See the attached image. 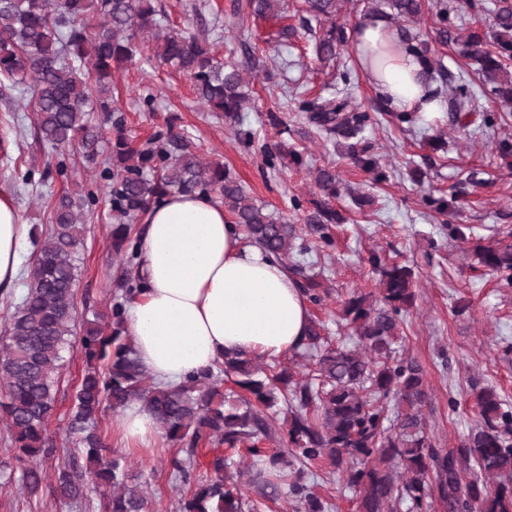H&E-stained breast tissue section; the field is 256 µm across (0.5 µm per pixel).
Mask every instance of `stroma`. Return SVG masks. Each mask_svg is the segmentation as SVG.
I'll return each mask as SVG.
<instances>
[{
	"instance_id": "1",
	"label": "stroma",
	"mask_w": 512,
	"mask_h": 512,
	"mask_svg": "<svg viewBox=\"0 0 512 512\" xmlns=\"http://www.w3.org/2000/svg\"><path fill=\"white\" fill-rule=\"evenodd\" d=\"M236 2L154 0V6L162 23L208 35L225 60L243 69L250 100L242 118L253 132L251 144L240 143L233 126L199 104L184 77L159 61L139 56L113 72L120 110L112 120L120 128L107 130L100 154H110L117 134L140 148L156 131L174 129L191 137L206 160L223 162L257 204L294 224L304 223L320 198L316 169L335 167L341 185L333 205L346 222L332 228L334 244L318 258L328 295L312 306L311 313L325 323L329 336H342L345 330L338 321L344 302L353 291L367 294L378 288V277L368 262L370 253L413 265L418 298L403 318L397 346L426 372L431 400L424 413L433 444L451 447L470 429L480 388L495 387L512 406V362L501 358L502 345L512 344V288L478 263L472 243L448 235L449 225L465 224L478 238L512 236V169L492 151L494 141H512V108L476 86L471 112H456L451 95L444 91L440 94L444 110L438 118L398 123L387 116L358 66L352 45H345L335 65L317 60L297 0H290L281 21L244 24L234 16ZM288 25L294 29L288 40L270 41V34ZM347 85L371 117L365 136L385 181H374V172L355 166L344 142L328 138L299 109L301 101L329 96ZM269 112L281 116L283 133L266 125ZM36 119L28 98L0 88V196L10 199L28 227L22 243V257L27 260L33 252L32 237L48 231L51 205L61 194L76 198L94 194L96 201L86 210L84 272L75 295L77 302L88 300L97 311H104L114 274L108 247L109 199L100 179L78 156L68 159L66 175L21 187L22 175L44 153L31 135ZM279 142L298 152L302 164L287 157L276 169L267 168L265 152ZM429 197L446 199V213L431 210L425 203ZM460 301L470 309L459 316L454 307ZM82 369L75 349H66L49 422L52 453L43 460L44 468L77 453L66 424L72 387ZM452 398L457 408H449ZM113 416L108 410L99 420L106 442L146 481L155 512H177L181 493L170 479V460L177 447L164 439L152 450L125 448L112 433ZM305 480L315 494L333 503V512H355V491L342 474L333 473L328 460L307 466ZM0 512L102 510L98 492H89L86 502L76 506L57 501L45 486L30 498L14 488L0 487Z\"/></svg>"
}]
</instances>
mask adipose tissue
I'll return each mask as SVG.
<instances>
[{
    "mask_svg": "<svg viewBox=\"0 0 512 512\" xmlns=\"http://www.w3.org/2000/svg\"><path fill=\"white\" fill-rule=\"evenodd\" d=\"M351 37L360 68L390 109L442 112L417 81L421 61L393 44L384 18L362 17ZM25 234L11 201L0 198L2 293L19 284ZM139 258L143 285L126 304L125 327L140 363L159 382L178 385L228 355L280 357L309 328V307L292 277L242 243L214 197L174 192L151 205ZM112 431L128 448L159 444L156 417L141 401L113 417Z\"/></svg>",
    "mask_w": 512,
    "mask_h": 512,
    "instance_id": "1",
    "label": "adipose tissue"
}]
</instances>
